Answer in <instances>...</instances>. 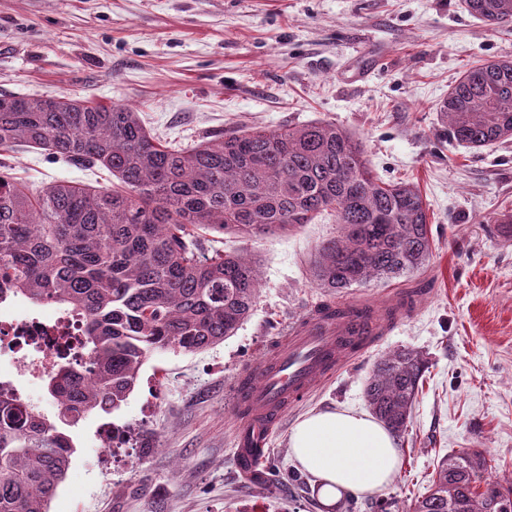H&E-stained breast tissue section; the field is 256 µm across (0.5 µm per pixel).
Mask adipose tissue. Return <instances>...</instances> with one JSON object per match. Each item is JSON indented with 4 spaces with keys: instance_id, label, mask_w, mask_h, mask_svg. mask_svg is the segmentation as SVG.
Segmentation results:
<instances>
[{
    "instance_id": "adipose-tissue-1",
    "label": "adipose tissue",
    "mask_w": 512,
    "mask_h": 512,
    "mask_svg": "<svg viewBox=\"0 0 512 512\" xmlns=\"http://www.w3.org/2000/svg\"><path fill=\"white\" fill-rule=\"evenodd\" d=\"M290 448L315 479L322 512H333L345 494L384 491L399 463L393 434L371 416L350 409L309 413L295 425Z\"/></svg>"
}]
</instances>
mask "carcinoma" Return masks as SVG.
<instances>
[{"instance_id":"carcinoma-1","label":"carcinoma","mask_w":512,"mask_h":512,"mask_svg":"<svg viewBox=\"0 0 512 512\" xmlns=\"http://www.w3.org/2000/svg\"><path fill=\"white\" fill-rule=\"evenodd\" d=\"M490 26L512 0H461ZM440 111L447 138L479 150L512 140V59L464 70ZM23 143L106 170L118 188L56 182L31 189L0 173V304L22 299L83 322L75 351L43 382L56 412L0 388V512H48L74 452L69 429L111 413L156 350L196 353L248 319L258 273L211 233H281L327 214L316 286L330 293L421 271L432 256L419 188L380 179L358 142L326 122L208 134L190 148L153 135L138 113L62 94L0 93V151ZM427 370L422 351L383 355L365 383L372 414L395 436L410 425ZM479 450L443 457L409 512H512V482L486 475Z\"/></svg>"}]
</instances>
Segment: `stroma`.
<instances>
[{
    "label": "stroma",
    "mask_w": 512,
    "mask_h": 512,
    "mask_svg": "<svg viewBox=\"0 0 512 512\" xmlns=\"http://www.w3.org/2000/svg\"><path fill=\"white\" fill-rule=\"evenodd\" d=\"M512 58V23L487 26L459 0H0V91L74 97L139 112L152 133L189 146L213 132L323 121L361 143L383 181L418 185L433 256L420 273L330 295L311 260L335 235L323 218L243 242L260 275L251 316L198 353L153 352L127 401L71 428L75 452L49 512H320L314 477L289 438L311 411H365L384 352L429 360L390 486L354 512H407L445 454L484 451L512 477V140L471 151L448 141L440 112L469 67ZM16 181L111 186L20 147L0 153ZM414 292L411 312L366 354L289 408L248 483L234 460L229 394L272 341L321 301L380 304ZM115 427L125 445L104 451Z\"/></svg>",
    "instance_id": "1"
}]
</instances>
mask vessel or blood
I'll return each instance as SVG.
<instances>
[{
  "instance_id": "b4317fda",
  "label": "vessel or blood",
  "mask_w": 512,
  "mask_h": 512,
  "mask_svg": "<svg viewBox=\"0 0 512 512\" xmlns=\"http://www.w3.org/2000/svg\"><path fill=\"white\" fill-rule=\"evenodd\" d=\"M386 330L365 306H350L345 318L307 315L274 341L261 365L241 371L231 410L240 473L256 476L267 455L266 441L288 407L331 379L346 361L363 355Z\"/></svg>"
}]
</instances>
